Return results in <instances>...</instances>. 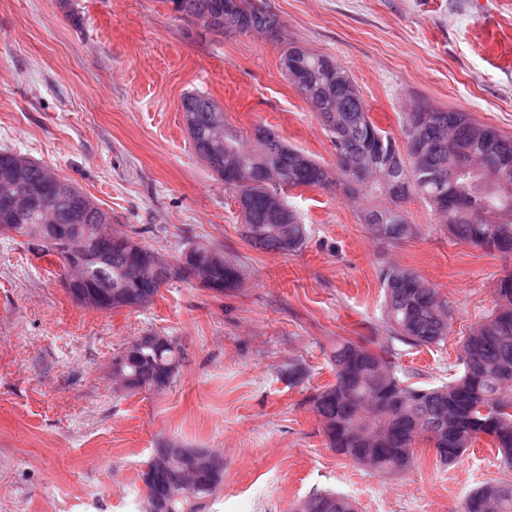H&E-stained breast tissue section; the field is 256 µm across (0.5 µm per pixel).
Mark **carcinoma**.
<instances>
[{
  "mask_svg": "<svg viewBox=\"0 0 512 512\" xmlns=\"http://www.w3.org/2000/svg\"><path fill=\"white\" fill-rule=\"evenodd\" d=\"M181 17L193 16L208 30L224 34L261 31L283 44L282 63L308 79L305 91L318 111L336 152L337 168L356 167L342 185L350 199L371 197L378 204L363 212L374 239L393 245L412 238L403 204L415 196L438 214L455 239L512 256V137L479 123L466 112L436 109L410 133L404 113L403 146L371 120L346 70L328 55L316 54L285 38L277 15L254 0H168ZM190 117L187 130L195 152L224 181V189L250 205L241 209L242 236L256 248L279 253L302 249L306 227L285 199L284 186L324 187L328 171L288 145L268 126L254 129V146L224 126L217 136L221 107L211 98L187 93L181 100ZM462 145L473 158L497 169L501 178L485 192L477 174L448 185L452 158L448 144ZM18 152L0 149V236L20 237L41 257L53 255L63 268V284L77 304L94 296L98 310H139L150 306L172 282L198 283L217 295L244 282L241 264L209 242L190 241L165 254L112 228V215L74 183L45 184L39 163L18 166ZM283 204L293 222L275 224L270 209ZM82 214L80 222L73 216ZM385 291L383 322L389 339L409 347L445 342L453 320L447 301L414 271L395 264L379 269ZM186 359L175 336L153 332L124 344L112 358V377L130 392H157L169 386ZM329 364L334 381L314 389L307 404L317 416L326 447L380 475H399L414 466L415 444L425 442L440 461L452 464L481 438L512 468V275L499 280L495 308L462 341L458 371L448 383L425 387L410 381L391 348L364 342H336ZM224 485V468L191 467L182 456L156 468L146 498L161 512H207ZM351 501L321 491L299 501L294 512H322L323 501ZM463 512H512V485L486 484L472 491Z\"/></svg>",
  "mask_w": 512,
  "mask_h": 512,
  "instance_id": "carcinoma-1",
  "label": "carcinoma"
}]
</instances>
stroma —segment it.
Segmentation results:
<instances>
[{"instance_id": "obj_1", "label": "stroma", "mask_w": 512, "mask_h": 512, "mask_svg": "<svg viewBox=\"0 0 512 512\" xmlns=\"http://www.w3.org/2000/svg\"><path fill=\"white\" fill-rule=\"evenodd\" d=\"M262 4L290 39L349 73L390 136L422 102L512 136V0ZM282 53L262 34L196 26L170 0H0V148L51 165L140 241L170 254L192 240L216 243L246 272L224 296L172 283L150 308L102 312L70 298L56 257L0 237V512H62L73 489L90 493L88 512H140L141 473L164 439L223 455L211 512H292L321 490L355 512H462L480 485L512 484L485 439L452 465L417 444L414 467L394 476L326 447L306 398L333 381L335 341L393 345L415 382L446 383L512 257L456 242L416 199L404 210L417 236L380 245L361 219L364 203L335 183L287 191L307 228L300 251L248 244L237 201L191 145L181 98L207 94L244 138L274 127L335 172L332 143ZM389 263L451 306L445 344L390 343L378 279ZM149 331L178 337L185 362L163 392L117 389L114 354ZM292 362L307 367L304 384H289Z\"/></svg>"}]
</instances>
